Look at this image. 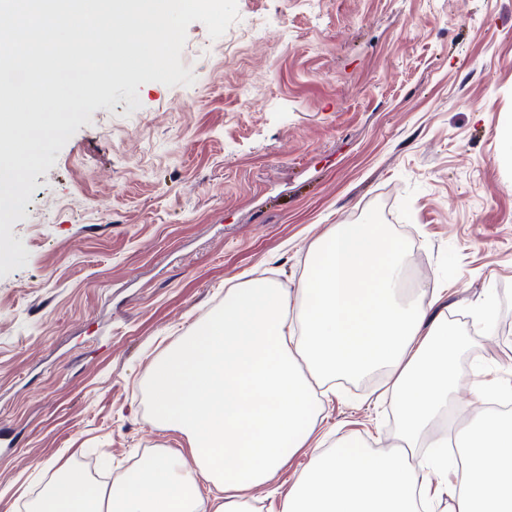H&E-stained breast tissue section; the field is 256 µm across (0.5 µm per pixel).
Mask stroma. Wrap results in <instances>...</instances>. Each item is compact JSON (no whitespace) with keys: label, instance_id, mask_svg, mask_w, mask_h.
Here are the masks:
<instances>
[{"label":"stroma","instance_id":"1","mask_svg":"<svg viewBox=\"0 0 512 512\" xmlns=\"http://www.w3.org/2000/svg\"><path fill=\"white\" fill-rule=\"evenodd\" d=\"M218 39L187 29L192 85L149 82L91 114L56 155L24 220L29 252L0 278V512H24L54 472L92 483L164 452L156 359L220 310L229 280L295 288L334 224L390 225L408 293L448 291L462 366L512 398V0H237ZM494 301L486 335L475 305ZM372 376L336 386L317 431L376 451L401 419ZM315 449L294 455L260 512Z\"/></svg>","mask_w":512,"mask_h":512}]
</instances>
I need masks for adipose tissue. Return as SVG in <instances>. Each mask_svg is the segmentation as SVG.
I'll return each instance as SVG.
<instances>
[{"mask_svg":"<svg viewBox=\"0 0 512 512\" xmlns=\"http://www.w3.org/2000/svg\"><path fill=\"white\" fill-rule=\"evenodd\" d=\"M406 252L387 225L335 224L309 245L295 292L233 284L150 376L153 420L187 436L196 470L166 453L104 486L69 470L32 512H247L248 490L308 447L320 389L377 372L404 417V445L438 456L414 467L401 448L320 452L281 512H433L443 496L448 512H512V417L481 411L464 431L462 469L448 466L436 427L458 404L463 340L447 310L400 298ZM432 468L444 473L435 486ZM203 481L218 497L201 495Z\"/></svg>","mask_w":512,"mask_h":512,"instance_id":"adipose-tissue-1","label":"adipose tissue"}]
</instances>
